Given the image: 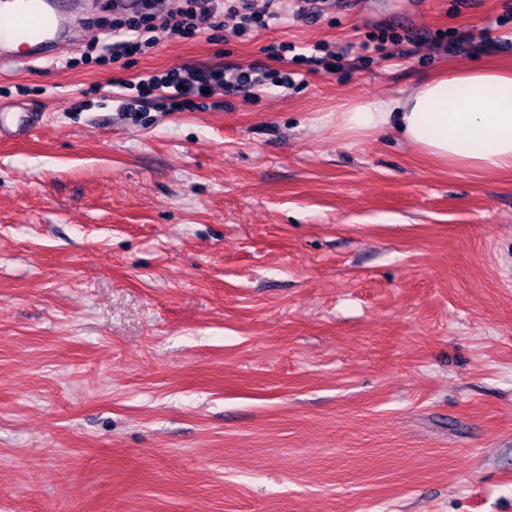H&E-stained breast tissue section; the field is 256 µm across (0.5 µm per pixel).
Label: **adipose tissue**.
Returning a JSON list of instances; mask_svg holds the SVG:
<instances>
[{
    "mask_svg": "<svg viewBox=\"0 0 512 512\" xmlns=\"http://www.w3.org/2000/svg\"><path fill=\"white\" fill-rule=\"evenodd\" d=\"M339 131L361 139L396 131L439 164L461 170L512 168V72L482 64L435 76L390 99L343 105Z\"/></svg>",
    "mask_w": 512,
    "mask_h": 512,
    "instance_id": "adipose-tissue-1",
    "label": "adipose tissue"
}]
</instances>
